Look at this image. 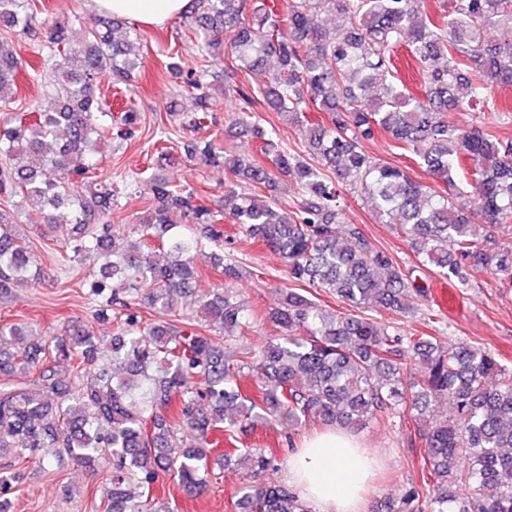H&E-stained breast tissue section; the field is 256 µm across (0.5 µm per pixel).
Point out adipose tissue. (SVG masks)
Instances as JSON below:
<instances>
[{"label":"adipose tissue","mask_w":512,"mask_h":512,"mask_svg":"<svg viewBox=\"0 0 512 512\" xmlns=\"http://www.w3.org/2000/svg\"><path fill=\"white\" fill-rule=\"evenodd\" d=\"M108 12L145 25L160 26L180 14L188 0H91ZM376 459L357 447L349 429L317 436L288 455V477L316 512H364L360 488Z\"/></svg>","instance_id":"obj_1"}]
</instances>
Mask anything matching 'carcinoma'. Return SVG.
<instances>
[{
	"mask_svg": "<svg viewBox=\"0 0 512 512\" xmlns=\"http://www.w3.org/2000/svg\"><path fill=\"white\" fill-rule=\"evenodd\" d=\"M30 2L0 0V32L29 29ZM328 15L339 32L334 41L322 27ZM186 20L208 49L224 46V33L235 31L226 69L242 77L234 93L247 104L236 125L256 134L272 166L249 153L224 158L211 139L190 141L188 157L222 162L242 177L224 192V214L154 179V210L130 234L114 233L106 218L116 190L89 173L112 126L129 132L140 114L112 112L96 86L105 77L131 80L144 61L116 36L126 20L93 16L79 45L69 41L68 18L52 23L45 38L54 52L49 85L57 107L0 128V194L40 211L72 260L92 262L89 296L114 333L106 345L73 323L48 337L0 323V342L12 340L0 349V456L40 464L65 456L89 472L107 467L103 512H172L156 505V482L167 475L190 495L204 493L219 433L234 444L258 424L354 428L375 421L402 429L409 447H423L421 477L389 512H512V366L484 348L446 347L398 327L397 317L414 311L413 298L427 299L429 285L373 247L339 202L344 191L364 198L444 282L466 288L490 273L512 288V248L497 240L512 224V138L497 134L492 121L455 120L457 112L495 111V88L512 85V0H452L451 9L434 13L426 0H193ZM490 27L499 32L493 44L485 41ZM401 46L423 78L421 96L398 76ZM206 62L186 74L171 52L165 64L178 92L201 103L188 116L192 128L207 118ZM17 69L1 41V104ZM255 71L267 73L265 84L247 83ZM257 110L277 112L297 128L312 161L251 126ZM379 133L391 135L438 185L368 154L363 142ZM282 177L302 190L288 211L259 199ZM465 179L480 186L466 209L455 203ZM225 218L286 261L293 287L278 307L238 301L230 281L239 269L222 253L216 267L224 287H201L194 255L204 239L224 246ZM33 265L14 213L0 208V297L40 279ZM310 289L335 296L339 308H323ZM189 295L214 334L183 314L179 300ZM362 309L390 317L374 320L358 314ZM252 321L276 335L258 348L244 343ZM443 400L451 414L437 418ZM186 430L195 434L192 446L182 443ZM461 455L471 460L466 469L456 465ZM224 461L246 475L227 512H311L293 489L262 480L277 466L275 453L234 448ZM19 480L0 472V512H9Z\"/></svg>",
	"mask_w": 512,
	"mask_h": 512,
	"instance_id": "carcinoma-1",
	"label": "carcinoma"
}]
</instances>
